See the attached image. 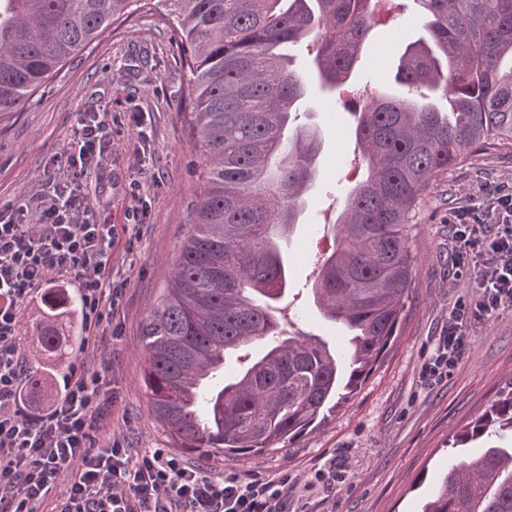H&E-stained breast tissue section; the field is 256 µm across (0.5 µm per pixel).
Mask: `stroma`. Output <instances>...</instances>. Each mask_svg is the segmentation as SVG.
Wrapping results in <instances>:
<instances>
[{
    "mask_svg": "<svg viewBox=\"0 0 512 512\" xmlns=\"http://www.w3.org/2000/svg\"><path fill=\"white\" fill-rule=\"evenodd\" d=\"M163 8L132 16L106 31L38 91L24 111L0 120V209L37 205L50 194L52 161L61 159L80 112H108V162L93 175L94 220L128 225L112 248V276L126 288L107 336L86 347L82 314H67L75 335L51 364L49 399H56L73 364L105 371L118 400L95 431L97 440L120 438L132 452L165 448L212 472L244 479L285 471L298 476L335 459L344 470L335 499L311 500V512H419L437 473L446 468L449 440L512 389V308L468 328L469 352L448 381L425 385L419 377L448 325L454 303L474 292L453 265V214L485 202L512 184V151L471 156L431 187L415 218V285L400 331L383 360L325 425L293 447L236 459L206 457L180 447L158 420L144 384L141 333L166 286L167 274L189 233L186 208L200 188L202 160L191 148L186 74ZM377 49L359 62L358 82L394 74L406 44L422 35L415 8L393 10L377 27ZM322 132L321 166L309 207L285 247L294 296L290 333L316 336L329 347L344 343L340 326L327 322L313 302L317 256L330 250L325 216L340 212L352 185L347 160L357 148L349 106L313 93L303 106ZM145 212H138L139 203Z\"/></svg>",
    "mask_w": 512,
    "mask_h": 512,
    "instance_id": "35a3bbf8",
    "label": "stroma"
}]
</instances>
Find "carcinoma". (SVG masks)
I'll list each match as a JSON object with an SVG mask.
<instances>
[{"mask_svg": "<svg viewBox=\"0 0 512 512\" xmlns=\"http://www.w3.org/2000/svg\"><path fill=\"white\" fill-rule=\"evenodd\" d=\"M425 35L406 45L395 82L356 127L366 172L334 223L312 293L348 332L344 355L313 336L280 337L293 237L319 172L321 132L296 124L315 79L346 87L373 27L375 0H0V118L20 112L113 24L155 6L187 71L203 188L187 238L145 320V385L184 448L215 457L290 445L352 396L398 335L415 283L414 217L448 168L512 149V0H416ZM38 342L75 340L52 289ZM247 360L224 385L203 380ZM487 446L441 474L421 512H512V390L449 447Z\"/></svg>", "mask_w": 512, "mask_h": 512, "instance_id": "obj_1", "label": "carcinoma"}]
</instances>
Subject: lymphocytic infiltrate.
<instances>
[{
  "label": "lymphocytic infiltrate",
  "mask_w": 512,
  "mask_h": 512,
  "mask_svg": "<svg viewBox=\"0 0 512 512\" xmlns=\"http://www.w3.org/2000/svg\"><path fill=\"white\" fill-rule=\"evenodd\" d=\"M105 122L79 113L77 141L66 168L39 206L36 223L26 204L0 211V512H288V500L332 491L335 466L303 481L281 473L246 480L218 476L161 448L131 453L120 440L92 435L106 401L100 374L72 373L63 395L29 414L24 389L31 369L20 354V315L41 288L76 284L89 342L123 294L112 278L117 225L91 219L89 178L106 160ZM456 265L474 280L467 301L453 307L448 328L423 362L428 385L446 381L468 350L466 330L478 319L512 307V187L497 190L486 211L454 218Z\"/></svg>",
  "instance_id": "1"
}]
</instances>
